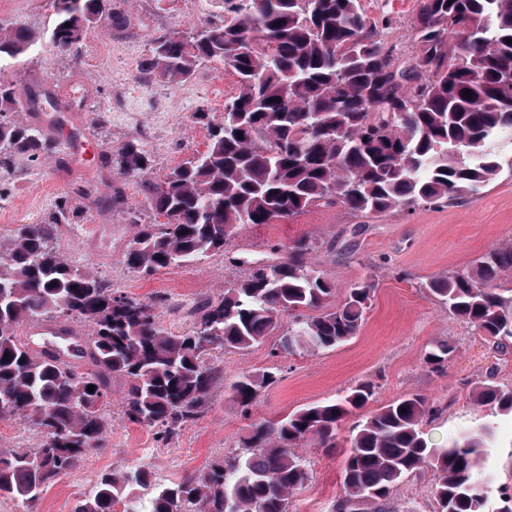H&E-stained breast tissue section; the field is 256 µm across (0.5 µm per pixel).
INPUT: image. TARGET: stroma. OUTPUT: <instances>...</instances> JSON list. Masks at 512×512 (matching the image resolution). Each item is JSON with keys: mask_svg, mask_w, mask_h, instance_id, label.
<instances>
[{"mask_svg": "<svg viewBox=\"0 0 512 512\" xmlns=\"http://www.w3.org/2000/svg\"><path fill=\"white\" fill-rule=\"evenodd\" d=\"M131 17L129 28L95 27L69 52L50 41L51 0H0V28L23 26L39 41L20 62L0 66V80L18 89L34 86L59 103L81 100L82 110L46 112L63 125L57 151L38 160L16 158L0 169V243L19 225L44 222L58 200H67L75 221L60 226L52 245L69 263L103 276L116 294L153 304L162 325L173 333L190 331L200 307L249 273L250 263L278 257L295 241L308 239L311 266L334 284L329 307H337L351 286L372 278L375 290L359 334L333 347L273 356L279 333L247 350L211 351L208 363L221 374L207 403L178 437L163 440L154 429L123 416L127 384L113 378L106 412L110 425L100 447L81 466L55 478L37 503L39 512H74L102 472L145 466L155 482L168 484L198 473L219 458L241 452L255 424L277 421L303 406L336 400L358 383L375 387L374 405L409 394L425 396L436 414L423 421L429 441L492 427L495 445L480 466L489 477L484 512H499L512 495V417L473 397L486 380L512 385V349L499 352L449 315L423 284L427 279L469 266L489 249L512 243V171L483 186L475 199L439 207L418 205L387 215L364 216L345 207H313L293 218L239 229L225 252L209 253L189 265L152 273L130 269L125 253L139 225L159 223L146 198L147 181L127 179L109 160L127 143L138 144L150 161L148 181L204 151L208 126L224 118V102L236 93V78L218 64L204 62L189 82L149 79L141 62L154 37L186 33L218 20L220 0H112ZM368 18H388L389 39L399 55H415L413 21L418 0H361ZM206 113L196 122L195 113ZM448 341L455 352L444 371L424 363L426 351ZM273 373L249 411L229 394L240 374ZM353 418L342 423L336 449L308 442L300 453L312 474L295 494L290 512H337L343 496L342 458ZM434 477L412 474L394 496L395 512H433Z\"/></svg>", "mask_w": 512, "mask_h": 512, "instance_id": "obj_1", "label": "stroma"}]
</instances>
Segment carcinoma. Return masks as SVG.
<instances>
[{"label":"carcinoma","mask_w":512,"mask_h":512,"mask_svg":"<svg viewBox=\"0 0 512 512\" xmlns=\"http://www.w3.org/2000/svg\"><path fill=\"white\" fill-rule=\"evenodd\" d=\"M51 42L68 52L96 26L122 28L127 15L112 0H52ZM220 22L192 35L163 34L141 64L148 76L187 81L201 61L237 77L208 149L150 183V206L165 218L144 224L125 253L127 266L153 272L187 264L230 245L246 224H270L310 207L339 204L357 214H387L416 205L473 198L512 159V0H419L413 36L417 55L406 63L385 30L365 15L361 0H266L255 13L244 0H222ZM38 36L22 27L0 31V63L27 56ZM13 84L0 82V168L16 157L54 150L39 129L12 114L34 105ZM117 174L142 178L149 160L137 145L122 147ZM74 215L59 203L42 224H23L0 244V418L21 416L41 429L34 448L0 450V498L34 504L59 474L76 469L108 428L112 377L128 384L124 415L165 440L198 416L215 379L211 349L243 350L294 321L279 353L332 348L358 335L374 284L349 289L326 306L334 285L307 261L312 244L300 239L286 258L255 262L248 276L205 303L196 329L173 334L153 306L125 295L89 269L61 258L50 241ZM512 244L493 248L471 269L450 270L424 288L453 317L499 350L512 343ZM56 286H51V283ZM43 317L77 320L91 336L53 334L41 351L15 339L13 327ZM75 352L92 369L78 374L65 357ZM455 347L441 341L425 355L444 370ZM273 376L243 374L231 385L244 410ZM94 386V392L87 391ZM369 383L336 400L312 404L255 426L244 451L214 461L179 482H152L143 466L100 476L77 512H289L290 498L311 474L298 448L314 441L337 447L342 421L374 399ZM477 399L512 414V387L482 384ZM406 412H401V409ZM433 411L420 394L362 415L343 460L339 512H390L397 488L431 468L433 512H484L489 478L478 462L492 447L484 426L429 444L421 431ZM152 488L146 500L137 490Z\"/></svg>","instance_id":"obj_1"}]
</instances>
